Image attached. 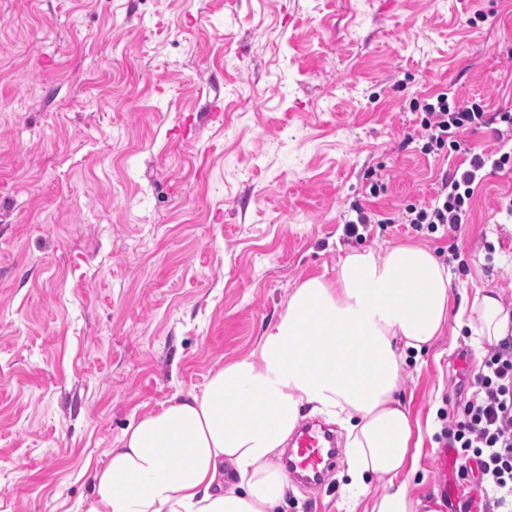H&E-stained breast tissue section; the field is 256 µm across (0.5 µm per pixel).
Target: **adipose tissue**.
Segmentation results:
<instances>
[{"instance_id":"adipose-tissue-1","label":"adipose tissue","mask_w":512,"mask_h":512,"mask_svg":"<svg viewBox=\"0 0 512 512\" xmlns=\"http://www.w3.org/2000/svg\"><path fill=\"white\" fill-rule=\"evenodd\" d=\"M450 291L447 267L425 247L351 250L335 279L290 291L249 355L134 421L94 468L81 512H280L289 480L279 460L306 411L346 433L350 512L366 495L370 512H440L439 497L408 488L423 431L401 371L451 319L478 351L512 336L497 293L461 299L452 314Z\"/></svg>"}]
</instances>
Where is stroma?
Returning <instances> with one entry per match:
<instances>
[{
    "instance_id": "35a3bbf8",
    "label": "stroma",
    "mask_w": 512,
    "mask_h": 512,
    "mask_svg": "<svg viewBox=\"0 0 512 512\" xmlns=\"http://www.w3.org/2000/svg\"><path fill=\"white\" fill-rule=\"evenodd\" d=\"M440 90L512 108V0H0V512H78L134 420L248 355L349 250L427 247L451 306L488 288L512 310V165L460 237L399 221L462 161L406 140ZM356 205L380 221L349 239ZM462 358L481 363L451 322L402 372L432 423L409 490L481 512L437 464ZM337 469L286 512H342Z\"/></svg>"
}]
</instances>
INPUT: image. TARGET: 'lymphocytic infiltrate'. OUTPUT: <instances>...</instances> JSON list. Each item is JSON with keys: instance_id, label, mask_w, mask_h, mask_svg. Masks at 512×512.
<instances>
[{"instance_id": "obj_1", "label": "lymphocytic infiltrate", "mask_w": 512, "mask_h": 512, "mask_svg": "<svg viewBox=\"0 0 512 512\" xmlns=\"http://www.w3.org/2000/svg\"><path fill=\"white\" fill-rule=\"evenodd\" d=\"M421 109L413 136L422 141L424 153L448 149L464 153L466 161L442 177L434 198L407 206L401 221L456 232L470 217L485 167L501 169L512 162L507 152L495 157L473 150L462 135L495 120L499 135L512 139V109L492 114L485 100L461 102L445 91L428 95ZM472 383V395L449 416L440 436L456 454L458 478L477 482L483 512H512V347L503 343L489 348Z\"/></svg>"}]
</instances>
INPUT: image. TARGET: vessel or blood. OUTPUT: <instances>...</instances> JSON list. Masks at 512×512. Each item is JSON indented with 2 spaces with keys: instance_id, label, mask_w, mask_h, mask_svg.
I'll list each match as a JSON object with an SVG mask.
<instances>
[{
  "instance_id": "b4317fda",
  "label": "vessel or blood",
  "mask_w": 512,
  "mask_h": 512,
  "mask_svg": "<svg viewBox=\"0 0 512 512\" xmlns=\"http://www.w3.org/2000/svg\"><path fill=\"white\" fill-rule=\"evenodd\" d=\"M336 439L324 427L308 424L293 441L288 466L305 484L320 485L326 469L338 459Z\"/></svg>"
}]
</instances>
